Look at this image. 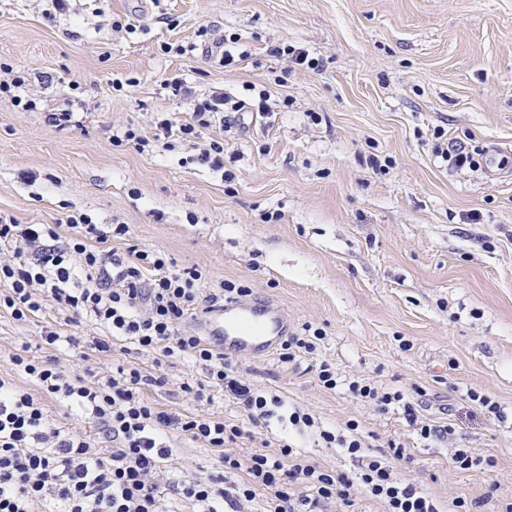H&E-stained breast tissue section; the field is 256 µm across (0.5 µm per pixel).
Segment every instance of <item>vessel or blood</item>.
Returning a JSON list of instances; mask_svg holds the SVG:
<instances>
[{
	"label": "vessel or blood",
	"instance_id": "1",
	"mask_svg": "<svg viewBox=\"0 0 512 512\" xmlns=\"http://www.w3.org/2000/svg\"><path fill=\"white\" fill-rule=\"evenodd\" d=\"M201 323L205 336L228 356L268 355L288 334V320L280 310L248 299L224 300Z\"/></svg>",
	"mask_w": 512,
	"mask_h": 512
}]
</instances>
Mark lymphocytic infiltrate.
<instances>
[{"label": "lymphocytic infiltrate", "mask_w": 512, "mask_h": 512, "mask_svg": "<svg viewBox=\"0 0 512 512\" xmlns=\"http://www.w3.org/2000/svg\"><path fill=\"white\" fill-rule=\"evenodd\" d=\"M163 86L171 97L192 103L191 121L177 126L160 121L151 139L128 129L123 141L142 152L150 143L166 147L178 137L199 146L201 163L222 168L223 137L204 145L201 132L215 123L230 126V115L241 111L242 102L217 91L197 94L178 74ZM125 233V225L105 230L82 212L70 214L62 226L0 217V308L24 320L49 298L69 321L85 317L105 328V335L92 341L97 352H110L113 338L123 337L142 355L194 360L205 375L197 384L182 383V390L200 400L215 391L231 397L247 423L164 410L145 390L165 384V377L135 367L101 378L68 369L52 354L60 334L45 327L40 345L47 356L11 357L16 371L35 383L36 393L0 376V512H325L332 503L340 512H356L359 490L380 501L384 512H439L421 487L394 477L389 459L380 456H368L352 478L295 453L287 443L275 452L228 453L229 445L252 439V427L273 417L282 401L229 374L223 352L181 324L219 298L243 297L250 290L225 283L220 293L203 294L197 268L176 267L147 250L131 248L121 255L108 248L109 239ZM348 390L380 412L401 411L421 439L450 431L420 420L415 402L401 391L358 378L349 381ZM49 400L93 424L98 440L49 421ZM174 435L209 448L217 459L215 471L175 475Z\"/></svg>", "instance_id": "obj_1"}]
</instances>
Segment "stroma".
Masks as SVG:
<instances>
[{"label":"stroma","instance_id":"1","mask_svg":"<svg viewBox=\"0 0 512 512\" xmlns=\"http://www.w3.org/2000/svg\"><path fill=\"white\" fill-rule=\"evenodd\" d=\"M116 20L125 29H113ZM230 33L243 56L224 68L209 50ZM167 42L185 54L164 53ZM279 43L304 48L318 68L270 56ZM0 61L26 74L35 101L26 110L0 100V216L61 224L81 211L126 225L111 248L198 267L202 289L246 286L285 313L290 332L320 329L312 358H231L284 402L258 427L262 438L291 440L351 474L358 458L320 433L354 420L367 454L403 443L394 472L440 512L490 488L512 496V426L467 398L476 390L512 415V0H71L58 14L50 0H0ZM172 72L200 94H268V115L225 131L223 171L178 141L150 155L113 143L127 127L153 135L162 112L189 121L190 103L162 87ZM116 79L124 89H113ZM64 111L70 126L48 122ZM452 143L478 154L479 166L438 156ZM47 325L75 369L153 364L122 338L112 352L72 360L70 337L97 328L65 323L46 299L24 321L0 310V372L17 350L38 354ZM320 361L414 397L452 435L424 443L402 414L379 413L343 385L325 389ZM160 371L168 385L145 391L159 407L242 421L231 398L181 391L202 379L198 365L172 359ZM294 411L313 426L289 430ZM457 448L493 459L492 471L455 469Z\"/></svg>","mask_w":512,"mask_h":512}]
</instances>
